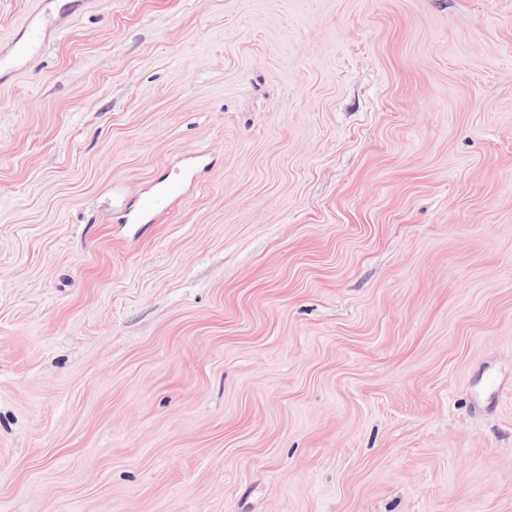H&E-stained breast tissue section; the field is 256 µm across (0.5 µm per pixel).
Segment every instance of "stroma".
Wrapping results in <instances>:
<instances>
[{"label":"stroma","instance_id":"1","mask_svg":"<svg viewBox=\"0 0 512 512\" xmlns=\"http://www.w3.org/2000/svg\"><path fill=\"white\" fill-rule=\"evenodd\" d=\"M0 512H512V0H0ZM183 186V181L177 180L161 187L154 198L148 202V209L155 212L165 208L170 201L176 200L182 195Z\"/></svg>","mask_w":512,"mask_h":512}]
</instances>
